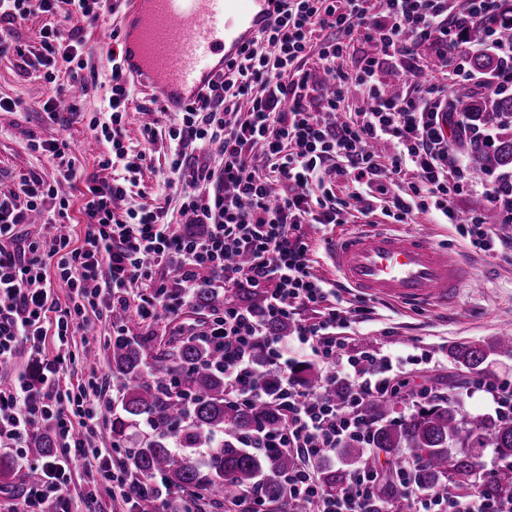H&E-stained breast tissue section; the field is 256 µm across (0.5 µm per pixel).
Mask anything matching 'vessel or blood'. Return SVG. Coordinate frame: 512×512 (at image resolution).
<instances>
[{"label": "vessel or blood", "mask_w": 512, "mask_h": 512, "mask_svg": "<svg viewBox=\"0 0 512 512\" xmlns=\"http://www.w3.org/2000/svg\"><path fill=\"white\" fill-rule=\"evenodd\" d=\"M279 10V0H128L122 63L164 107L179 111ZM326 253L344 287L416 308L453 307L462 289L480 285L459 255L418 234L347 231L329 238Z\"/></svg>", "instance_id": "1"}]
</instances>
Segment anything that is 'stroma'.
Wrapping results in <instances>:
<instances>
[{
  "mask_svg": "<svg viewBox=\"0 0 512 512\" xmlns=\"http://www.w3.org/2000/svg\"><path fill=\"white\" fill-rule=\"evenodd\" d=\"M121 11L106 12L98 24L85 26L84 57L87 68L67 78L66 86H81L78 98L81 112L65 115L61 132L73 149L77 177L72 182L60 183V194L68 196L70 207L66 224L73 244H80L85 232V220L80 212V192L84 181L99 171L98 162L110 152L111 146L96 135L90 122L97 117L107 93V77L112 54L120 52L119 39L103 41L101 30H115L121 24ZM53 93L51 85L36 73L24 71L13 55L0 56V98L14 101L12 110H0V191L17 187L27 177H52L50 161L32 152L30 140L46 137L49 125L42 105ZM155 119L157 131L154 144H147L142 129L148 119ZM172 113L162 111L154 95L144 87H137L129 112L123 118L125 143L133 151L144 150L149 155L140 173L131 175L129 194L119 203L118 214L127 208L150 206L167 202L177 209L174 189L170 188L171 175L167 168L166 150L169 146L168 128ZM459 210L467 215L483 217L500 239L494 250L473 248L458 233L455 225L437 223L430 214L415 215L407 232L426 236L440 246L453 249L461 255L473 275L480 279L478 290H463L455 307L443 309L410 310L399 304L381 301L350 289L340 292L346 306L363 307L368 311L364 322L353 324L351 335L358 343L373 342L376 347L392 353H406L420 348L434 354L437 364L412 365L408 368V392L432 389L444 392L447 402L460 418L471 420L489 415L490 409L481 393L466 391L464 384L476 380L512 381V357L494 356L477 370H467L453 363L448 355L450 347L459 342L487 344L495 337L512 335V224H499L484 195L472 192L457 201ZM393 226L394 221L381 212L363 215L357 206H350L340 224H309L305 231L312 245L313 271L327 282H335L336 273L325 253L324 243L333 234L362 224Z\"/></svg>",
  "mask_w": 512,
  "mask_h": 512,
  "instance_id": "stroma-1",
  "label": "stroma"
}]
</instances>
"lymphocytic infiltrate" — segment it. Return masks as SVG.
<instances>
[{"label": "lymphocytic infiltrate", "mask_w": 512, "mask_h": 512, "mask_svg": "<svg viewBox=\"0 0 512 512\" xmlns=\"http://www.w3.org/2000/svg\"><path fill=\"white\" fill-rule=\"evenodd\" d=\"M75 14L97 22L108 0H0V55L36 58L50 84L63 74L84 69L80 28L47 25L40 49L31 54L12 37V27L32 13L57 16L62 2ZM500 0H384L382 17L367 0H284L274 23L260 33L239 62L210 80L204 92L177 112L169 128L168 166L180 198L182 223L168 219L167 206L118 217L115 207L127 196L125 178L109 176L116 164L143 167L148 156L130 153L124 142L123 116L134 83L113 58L102 118L91 126L112 144L99 162L98 175L82 193L85 233L80 245L66 234L50 240L27 239L21 226L57 201L66 217L69 201L57 183L33 176L0 193V366L16 364L28 351L34 368L18 372L0 387V447L27 460L35 429H47L57 451L40 463L42 478L25 484L20 495L0 504V512H72L70 486L75 464L86 475L84 499L93 501L101 486L118 489L126 512H168L157 495L166 481L140 479L130 465H115L112 451L96 445L113 398L96 372L74 386L64 383L65 358L46 357L45 347H67L88 325L87 312L133 311L139 323L153 327L162 312L176 313L188 302L197 270L207 268L225 290H263L267 314L295 323L293 335L269 337L251 309L225 305L212 314L200 337L224 356V384L238 405L265 400L251 384L254 353L264 348L267 365L283 381L274 400L284 420L281 429L246 439L247 448H285L298 459L282 477L289 504L306 512H512V496L485 492L504 470L500 457L480 462L475 486L462 493L423 485L420 465L405 462L395 480H387L372 448L376 422L364 405L396 396L394 373L406 365L431 363L427 354L393 355L381 350L348 352L343 329L357 318L335 298L331 283L312 271L308 224H338L351 202L363 213L381 208L404 223L433 213L457 225L461 236L479 248L492 237L482 219L460 222L456 201L475 183L446 133L454 123L445 106L448 86L472 81L465 66L472 51L468 29L477 19L497 13ZM360 34L369 44L358 64L345 68L349 42ZM428 45L445 71L441 82L421 83L429 63L414 59L413 46ZM409 59L415 77L412 92L391 93L383 67L395 57ZM316 59L331 88L318 92L307 63ZM362 107H354L355 99ZM344 121H335L338 113ZM380 141L390 154L375 152ZM219 155V166L209 159ZM415 179L408 192L394 186L405 169ZM70 303L60 306L56 287ZM319 308L305 320L301 309ZM321 365L333 380L346 384L341 400L326 399L294 377L299 362ZM358 441L363 458L342 489L326 493L319 465L337 449Z\"/></svg>", "instance_id": "1"}]
</instances>
